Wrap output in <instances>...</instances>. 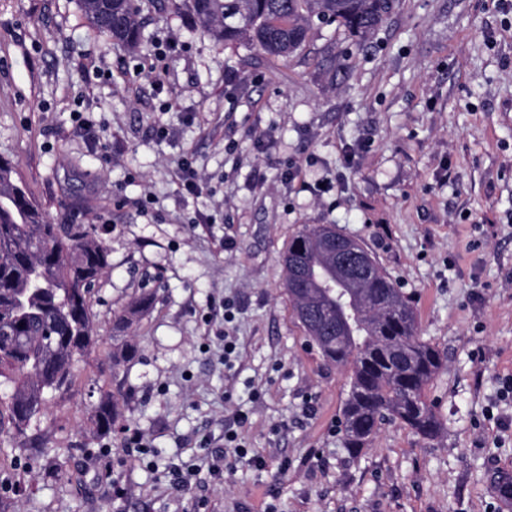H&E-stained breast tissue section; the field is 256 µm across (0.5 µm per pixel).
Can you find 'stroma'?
<instances>
[{"label": "stroma", "instance_id": "1", "mask_svg": "<svg viewBox=\"0 0 512 512\" xmlns=\"http://www.w3.org/2000/svg\"><path fill=\"white\" fill-rule=\"evenodd\" d=\"M141 22L131 52L77 0H0V157L49 223L98 225L110 263L70 389L24 444L0 437V512H512V5L399 0L366 41L323 26L287 61L215 42L180 0ZM158 51L155 83L138 67ZM306 224L372 252L444 352L437 439L395 423L346 448L348 374L283 287ZM145 289L151 308L117 327ZM118 335L141 355L116 373ZM106 393L122 416L103 433L89 411ZM229 429L264 464L211 476ZM182 460L199 467L186 490L168 473Z\"/></svg>", "mask_w": 512, "mask_h": 512}]
</instances>
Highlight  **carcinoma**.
<instances>
[{
  "label": "carcinoma",
  "mask_w": 512,
  "mask_h": 512,
  "mask_svg": "<svg viewBox=\"0 0 512 512\" xmlns=\"http://www.w3.org/2000/svg\"><path fill=\"white\" fill-rule=\"evenodd\" d=\"M149 0H78L88 23L118 45L142 42ZM397 0H183L196 27L217 42L248 41L273 58L290 59L307 46L313 25L335 24L360 40L382 26ZM333 224L305 225L281 255L283 285L296 319L329 364L350 368L342 410L345 446L365 447L382 425L398 421L424 439L442 432L425 392L445 359L420 336L417 315L396 280L371 253L363 278L346 276L329 248ZM96 225L48 223L0 158V434L22 437L46 394L73 382L75 356L95 334L87 295L109 268ZM121 343L112 368L129 362ZM120 416L110 397L91 408L90 421L112 431Z\"/></svg>",
  "instance_id": "carcinoma-1"
}]
</instances>
